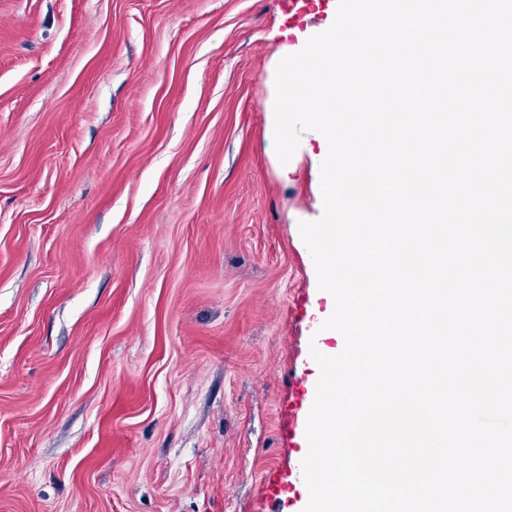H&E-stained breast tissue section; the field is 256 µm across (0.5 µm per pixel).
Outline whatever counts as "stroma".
<instances>
[{
	"mask_svg": "<svg viewBox=\"0 0 512 512\" xmlns=\"http://www.w3.org/2000/svg\"><path fill=\"white\" fill-rule=\"evenodd\" d=\"M337 9L0 0V512H303L327 141L269 114ZM295 393L297 394V406L292 415V423L296 426L301 425L307 427V420L309 416L308 399L310 390L307 381L296 380L293 384Z\"/></svg>",
	"mask_w": 512,
	"mask_h": 512,
	"instance_id": "obj_1",
	"label": "stroma"
}]
</instances>
